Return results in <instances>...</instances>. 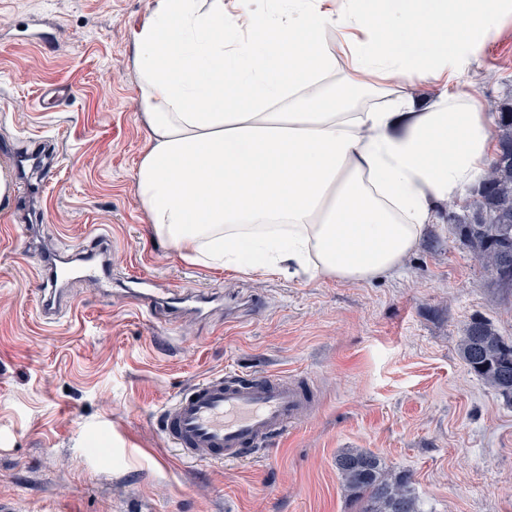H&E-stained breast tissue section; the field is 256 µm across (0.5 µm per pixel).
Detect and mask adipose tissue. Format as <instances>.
<instances>
[{
  "mask_svg": "<svg viewBox=\"0 0 512 512\" xmlns=\"http://www.w3.org/2000/svg\"><path fill=\"white\" fill-rule=\"evenodd\" d=\"M512 0H150L131 37L147 131L133 174L156 236L263 276L390 275L497 149L455 80ZM360 87L434 85L355 111Z\"/></svg>",
  "mask_w": 512,
  "mask_h": 512,
  "instance_id": "obj_1",
  "label": "adipose tissue"
}]
</instances>
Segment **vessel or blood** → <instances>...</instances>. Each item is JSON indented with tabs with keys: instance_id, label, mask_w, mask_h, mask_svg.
I'll list each match as a JSON object with an SVG mask.
<instances>
[{
	"instance_id": "b4317fda",
	"label": "vessel or blood",
	"mask_w": 512,
	"mask_h": 512,
	"mask_svg": "<svg viewBox=\"0 0 512 512\" xmlns=\"http://www.w3.org/2000/svg\"><path fill=\"white\" fill-rule=\"evenodd\" d=\"M48 286L39 301L44 316L63 307L56 268L42 274ZM308 381L278 373L219 372L191 384L166 408L163 435L185 460L235 462L247 450L281 442L312 410Z\"/></svg>"
}]
</instances>
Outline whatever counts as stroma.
<instances>
[{"mask_svg": "<svg viewBox=\"0 0 512 512\" xmlns=\"http://www.w3.org/2000/svg\"><path fill=\"white\" fill-rule=\"evenodd\" d=\"M149 0H0V160L51 149L0 213V504L8 512H359L336 469L347 449L412 476L420 512H512V405L459 354L468 323L512 341V294L490 285L439 211L402 270L367 282L245 275L185 260L155 237L133 168L131 28ZM55 30L32 43L28 16ZM69 94L47 110L46 87ZM512 100V20L457 81ZM58 250L71 310H38ZM104 251L110 283L73 255ZM135 277L211 298L208 316L147 312ZM309 378L318 409L280 443L233 463L183 464L160 413L217 372Z\"/></svg>", "mask_w": 512, "mask_h": 512, "instance_id": "stroma-1", "label": "stroma"}]
</instances>
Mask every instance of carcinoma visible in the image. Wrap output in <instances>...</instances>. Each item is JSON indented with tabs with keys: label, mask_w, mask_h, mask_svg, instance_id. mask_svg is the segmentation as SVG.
<instances>
[{
	"label": "carcinoma",
	"mask_w": 512,
	"mask_h": 512,
	"mask_svg": "<svg viewBox=\"0 0 512 512\" xmlns=\"http://www.w3.org/2000/svg\"><path fill=\"white\" fill-rule=\"evenodd\" d=\"M456 234L474 253L492 283L512 282V104L497 116V152L482 176L467 214L456 219ZM460 355L475 376L512 402V342L490 323H469ZM348 496L361 512H419L411 476L392 474L378 455L347 450L336 457Z\"/></svg>",
	"instance_id": "1"
}]
</instances>
